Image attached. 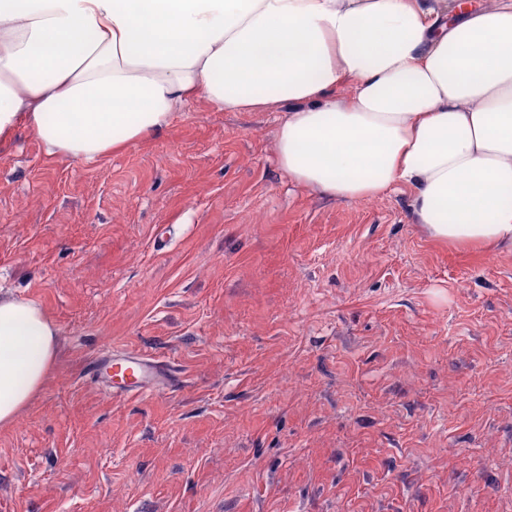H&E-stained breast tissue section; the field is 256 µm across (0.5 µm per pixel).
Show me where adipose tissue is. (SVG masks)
I'll return each mask as SVG.
<instances>
[{"label":"adipose tissue","instance_id":"1","mask_svg":"<svg viewBox=\"0 0 512 512\" xmlns=\"http://www.w3.org/2000/svg\"><path fill=\"white\" fill-rule=\"evenodd\" d=\"M347 94H340V87ZM284 102L289 178L363 201L404 188L451 245H512V0H0V141L92 162L191 96ZM56 329L0 296V426L41 389Z\"/></svg>","mask_w":512,"mask_h":512}]
</instances>
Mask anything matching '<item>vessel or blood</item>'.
Returning a JSON list of instances; mask_svg holds the SVG:
<instances>
[{
	"label": "vessel or blood",
	"instance_id": "obj_1",
	"mask_svg": "<svg viewBox=\"0 0 512 512\" xmlns=\"http://www.w3.org/2000/svg\"><path fill=\"white\" fill-rule=\"evenodd\" d=\"M87 373L113 394L129 399L172 389L180 383L176 372L165 361L133 351L94 353L87 363Z\"/></svg>",
	"mask_w": 512,
	"mask_h": 512
}]
</instances>
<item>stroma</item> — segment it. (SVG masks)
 Listing matches in <instances>:
<instances>
[{
  "instance_id": "obj_1",
  "label": "stroma",
  "mask_w": 512,
  "mask_h": 512,
  "mask_svg": "<svg viewBox=\"0 0 512 512\" xmlns=\"http://www.w3.org/2000/svg\"><path fill=\"white\" fill-rule=\"evenodd\" d=\"M287 110L198 97L93 165L0 144V289L57 328L0 512H512V248L294 182ZM113 349L180 385L112 396Z\"/></svg>"
}]
</instances>
